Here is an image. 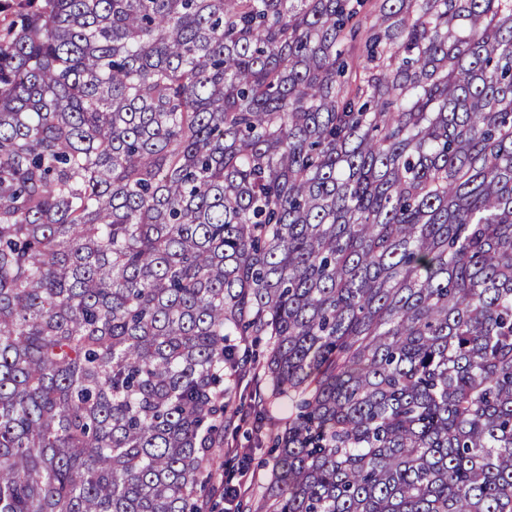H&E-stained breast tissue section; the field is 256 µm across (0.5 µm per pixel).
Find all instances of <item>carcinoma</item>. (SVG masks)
Returning a JSON list of instances; mask_svg holds the SVG:
<instances>
[{
    "label": "carcinoma",
    "instance_id": "carcinoma-1",
    "mask_svg": "<svg viewBox=\"0 0 512 512\" xmlns=\"http://www.w3.org/2000/svg\"><path fill=\"white\" fill-rule=\"evenodd\" d=\"M29 2L0 512H199L262 337L263 512H512V0Z\"/></svg>",
    "mask_w": 512,
    "mask_h": 512
}]
</instances>
